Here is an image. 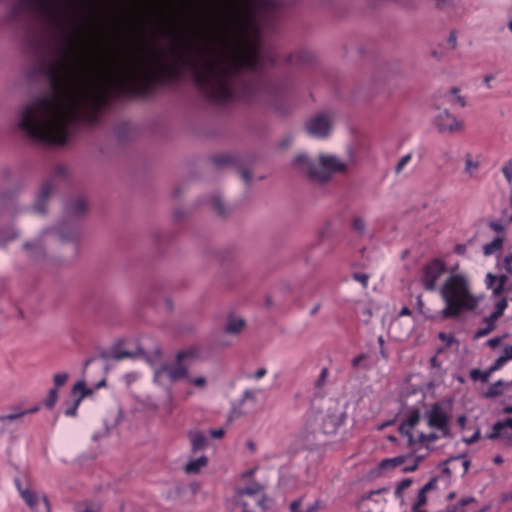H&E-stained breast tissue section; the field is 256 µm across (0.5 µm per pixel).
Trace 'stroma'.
Returning <instances> with one entry per match:
<instances>
[{"label":"stroma","mask_w":512,"mask_h":512,"mask_svg":"<svg viewBox=\"0 0 512 512\" xmlns=\"http://www.w3.org/2000/svg\"><path fill=\"white\" fill-rule=\"evenodd\" d=\"M252 13V63L127 86L62 142L25 126L49 116V50L0 54V151L23 157L0 175L5 507L512 512V393L490 382L512 343V0ZM112 364L111 419L60 456L75 388Z\"/></svg>","instance_id":"35a3bbf8"}]
</instances>
